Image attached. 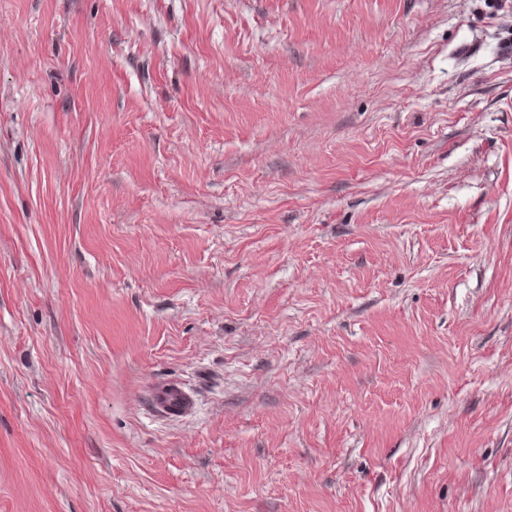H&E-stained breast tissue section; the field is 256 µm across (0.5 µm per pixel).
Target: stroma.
<instances>
[{"label": "stroma", "instance_id": "stroma-1", "mask_svg": "<svg viewBox=\"0 0 512 512\" xmlns=\"http://www.w3.org/2000/svg\"><path fill=\"white\" fill-rule=\"evenodd\" d=\"M0 512H512V0H0Z\"/></svg>", "mask_w": 512, "mask_h": 512}]
</instances>
